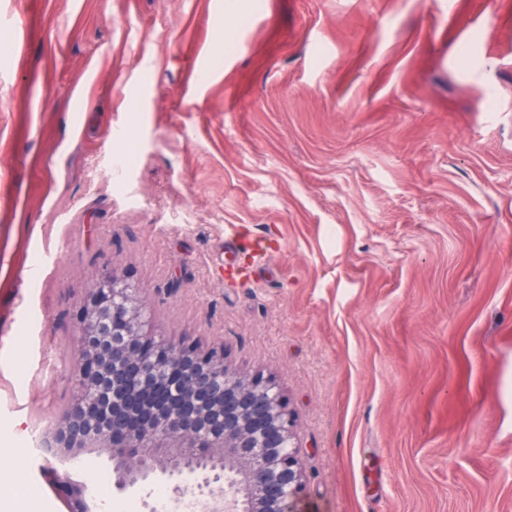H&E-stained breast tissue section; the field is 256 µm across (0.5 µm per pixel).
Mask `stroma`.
<instances>
[{"label": "stroma", "instance_id": "obj_1", "mask_svg": "<svg viewBox=\"0 0 512 512\" xmlns=\"http://www.w3.org/2000/svg\"><path fill=\"white\" fill-rule=\"evenodd\" d=\"M0 26V471L33 512H67L37 447L106 269L150 330L282 379L301 512H512V0H0ZM72 476L110 489L90 512H179L106 451Z\"/></svg>", "mask_w": 512, "mask_h": 512}]
</instances>
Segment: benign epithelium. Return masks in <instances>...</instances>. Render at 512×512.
Segmentation results:
<instances>
[{"label":"benign epithelium","mask_w":512,"mask_h":512,"mask_svg":"<svg viewBox=\"0 0 512 512\" xmlns=\"http://www.w3.org/2000/svg\"><path fill=\"white\" fill-rule=\"evenodd\" d=\"M151 317L148 298L107 270L76 312L71 402L40 444L69 512H88L93 493L71 464L101 444L121 489L158 471L175 495L190 488L212 512H298L307 478L281 379L234 367L223 344L147 332Z\"/></svg>","instance_id":"7a95c632"}]
</instances>
